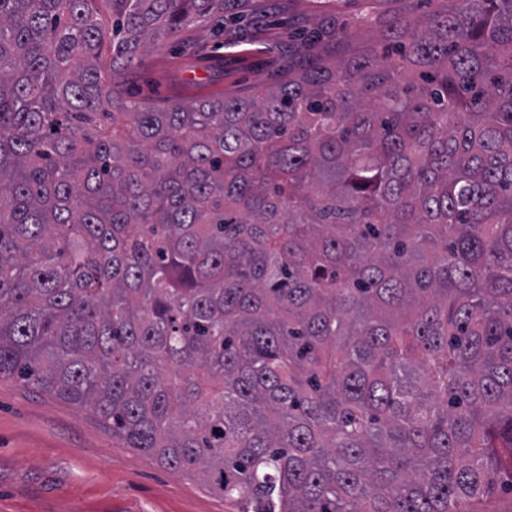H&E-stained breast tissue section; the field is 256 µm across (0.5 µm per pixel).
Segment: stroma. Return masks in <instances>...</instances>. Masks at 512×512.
Wrapping results in <instances>:
<instances>
[{"label": "stroma", "mask_w": 512, "mask_h": 512, "mask_svg": "<svg viewBox=\"0 0 512 512\" xmlns=\"http://www.w3.org/2000/svg\"><path fill=\"white\" fill-rule=\"evenodd\" d=\"M241 22L225 21L222 37L189 29L182 43L157 42L126 78L135 98L157 105L197 102L222 93L249 95L278 84L304 48L298 31L346 26L347 43L322 51L343 56L373 42L366 0H252ZM0 512H232L200 481L126 448L85 407L0 378Z\"/></svg>", "instance_id": "obj_1"}]
</instances>
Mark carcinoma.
<instances>
[{
    "label": "carcinoma",
    "instance_id": "obj_1",
    "mask_svg": "<svg viewBox=\"0 0 512 512\" xmlns=\"http://www.w3.org/2000/svg\"><path fill=\"white\" fill-rule=\"evenodd\" d=\"M239 0H0V378L236 512H501L512 0L247 97L119 93Z\"/></svg>",
    "mask_w": 512,
    "mask_h": 512
}]
</instances>
